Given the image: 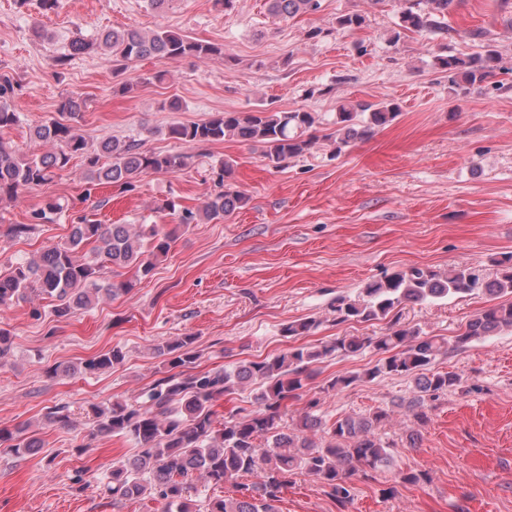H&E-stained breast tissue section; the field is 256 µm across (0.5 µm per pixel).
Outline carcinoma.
I'll return each mask as SVG.
<instances>
[{
	"mask_svg": "<svg viewBox=\"0 0 512 512\" xmlns=\"http://www.w3.org/2000/svg\"><path fill=\"white\" fill-rule=\"evenodd\" d=\"M453 0H424L406 6L401 27L423 31H448L445 18ZM321 0H268V12L277 18L314 14ZM91 49L112 59L113 73L122 74L148 58L207 59L224 54L214 43L190 40L159 28L150 34L135 29L112 28L92 42L77 41L71 52L56 59L63 67L76 54ZM500 55L487 44L482 51L466 58L439 56L435 64L448 73L454 90L468 93L499 68ZM14 84L0 77V131L15 125L19 115L12 108ZM399 107L391 102L357 103L336 113V144L342 148L355 139L372 136L376 129L393 122ZM316 115L303 108L250 112H218L201 122H176L168 126L169 138L192 148L200 144L236 138L258 145L262 156L274 168L310 150L314 137L309 131ZM35 140L50 146L41 154H26L0 142V200H15L19 194L51 182L74 155L84 157L86 179L94 185L128 186L143 174L175 172L187 164L190 155L163 154L131 139H109L95 146L74 128L51 119L32 129ZM106 157L109 162H101ZM212 180L219 191L195 210L185 209L180 224L208 223L231 216L247 204V197L229 184L234 163L224 160L212 168ZM173 235L157 224H97L84 219L71 225L67 241L54 245L38 256L18 262L0 273V310L31 295L57 301L52 312L66 318L88 310L104 299L129 293L133 282L106 279L105 268L133 267L138 278L152 274L158 260L167 255ZM89 252H84V249ZM496 277L486 280L469 268H455L448 274L411 267L369 282L355 296L338 295L331 305L336 324L350 321L384 320L387 327L378 336H338L313 346L293 347L284 353L248 361L235 368L194 370L196 337L179 336L158 347L169 374L132 402L115 400L107 406H93V433L129 438L140 445L136 456L112 467L107 475L106 492L114 500H133L145 495L163 501L165 512H193L188 480L197 475L215 485L244 474L257 475V481L240 486L239 496L209 501L206 512H278L276 502L297 473L314 477L328 488L340 510L352 500L351 478L365 479L394 463L392 445L376 434L389 419L384 410L366 416H346L331 423L311 412L319 404L313 398L306 412L288 432L280 427L287 402L296 398L312 377V366L328 358L356 356L372 349L382 358L363 370L345 372L328 382L324 390L339 391L358 382H373L391 376L408 377L414 384L409 402L414 422L424 424L434 402L463 385L453 372L432 370L445 342L400 322V308L409 303H426L452 295L485 292L512 297V255L498 261ZM318 321L306 318L291 321L282 328L283 336H307ZM512 329V300L489 306L474 316L456 336L453 349L463 351L472 343ZM122 348L86 360L89 374L102 372L122 363ZM251 384L260 389L252 408H239L217 426L213 403L234 395ZM29 425L0 430V450L15 458L36 453L41 441L28 433Z\"/></svg>",
	"mask_w": 512,
	"mask_h": 512,
	"instance_id": "obj_1",
	"label": "carcinoma"
}]
</instances>
